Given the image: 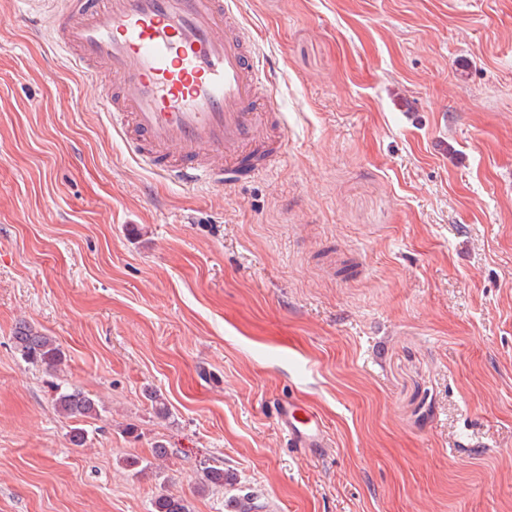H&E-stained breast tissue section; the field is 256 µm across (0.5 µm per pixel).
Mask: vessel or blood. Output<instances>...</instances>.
<instances>
[{"label": "vessel or blood", "mask_w": 512, "mask_h": 512, "mask_svg": "<svg viewBox=\"0 0 512 512\" xmlns=\"http://www.w3.org/2000/svg\"><path fill=\"white\" fill-rule=\"evenodd\" d=\"M28 25L97 83L112 129L152 173L188 187L265 174L285 148L272 74L238 0H25ZM297 448L327 447L308 407L280 406Z\"/></svg>", "instance_id": "1"}]
</instances>
